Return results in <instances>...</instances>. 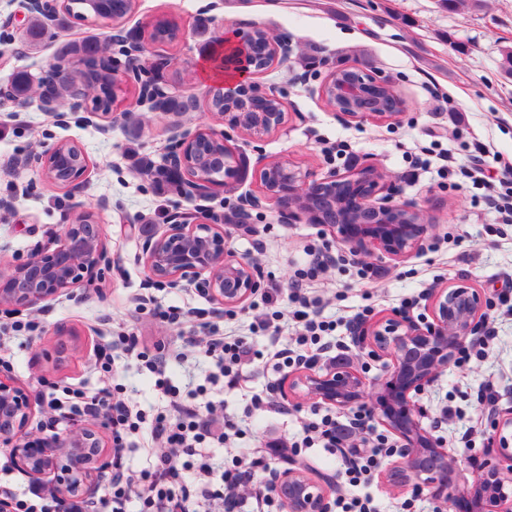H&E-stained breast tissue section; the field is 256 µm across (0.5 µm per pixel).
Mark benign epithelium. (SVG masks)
Wrapping results in <instances>:
<instances>
[{
  "instance_id": "obj_1",
  "label": "benign epithelium",
  "mask_w": 512,
  "mask_h": 512,
  "mask_svg": "<svg viewBox=\"0 0 512 512\" xmlns=\"http://www.w3.org/2000/svg\"><path fill=\"white\" fill-rule=\"evenodd\" d=\"M69 0H23L28 15L53 26L67 10ZM254 32L238 41L237 54L224 58V68L255 75L268 69L261 61L285 62L292 53L283 39L264 36L265 45L256 57L249 49ZM112 40L102 41L101 52L82 62L85 72L112 68ZM128 67L139 66L144 46L138 42L123 45ZM121 80L112 77L109 109L91 106L89 118L99 120L98 128L108 133L120 119L132 112H116ZM393 90L389 80L362 66L346 70L340 77L329 76L321 87L322 96L332 101L336 116L344 121L395 120L399 112H381L379 94ZM40 109L58 122L66 113L59 111L65 98L76 111L97 91L77 79L74 69L52 63L37 82ZM168 92L152 82L140 89L139 103L159 109ZM207 111L224 124L216 132L201 127L195 132L177 133L175 145L164 155L163 167L184 174V195L190 200L209 199L220 192H231L247 172L245 158L227 145L231 130L256 140L281 128L285 113L274 108L278 97L264 92L254 82L217 86L206 92ZM89 167L84 151L69 142L54 144L40 157L42 178L69 193L75 192ZM262 195L241 200L240 222L246 223L251 211L264 201L274 202L288 222L319 224L330 231L336 243L354 257H387L404 260L418 253L432 237L434 225L412 201L379 202L384 191L396 193V185L366 165L344 172H330L322 178L303 172L288 163L273 160L259 172ZM95 213L84 210L59 231H51L45 242L35 246L20 263L0 264V310L40 311L48 302L69 295L83 282L97 279L104 258ZM140 259L151 278L160 283L193 282L212 301L233 307L242 304L260 288L258 264L238 258L227 246L224 229L207 215L176 212L163 230L146 238ZM432 321L411 317L388 319L384 323L359 322L352 336L362 349L391 357L392 365L384 379L367 384L353 369H310L286 375L278 386L290 402L312 400L347 411L371 398L377 418L398 438L399 460L387 474L395 490L423 489L447 503L453 512H512V476L485 462L471 486L455 481L458 460L441 448L436 438L423 427L415 398L430 386L460 348L476 341L485 330L489 301L484 292L462 279L450 288H440L430 296ZM38 400L0 372V445L11 449L15 469L44 489L60 506L77 499H90L106 481L112 480V461L116 448L107 423L75 421L67 430L46 434L29 429ZM492 431L489 455L512 460V412L488 417ZM272 484L287 512H329L330 491L334 484L313 480L305 469L294 465L272 476Z\"/></svg>"
}]
</instances>
